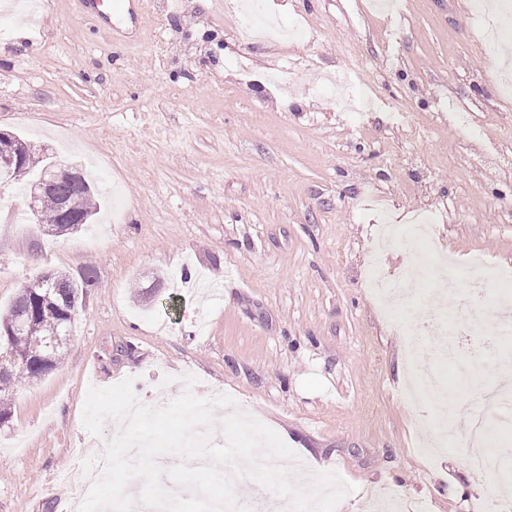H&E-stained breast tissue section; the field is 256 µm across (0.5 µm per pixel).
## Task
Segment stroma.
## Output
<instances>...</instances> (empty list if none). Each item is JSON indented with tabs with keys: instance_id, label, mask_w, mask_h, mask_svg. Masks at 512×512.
<instances>
[{
	"instance_id": "stroma-1",
	"label": "stroma",
	"mask_w": 512,
	"mask_h": 512,
	"mask_svg": "<svg viewBox=\"0 0 512 512\" xmlns=\"http://www.w3.org/2000/svg\"><path fill=\"white\" fill-rule=\"evenodd\" d=\"M42 21L0 39V130L78 164L105 199L80 232L48 235L14 188L0 189V310L49 271L90 288L61 362L11 401L0 426V512H73L67 464L102 454L82 422L89 386L133 378L139 402L195 376L293 451L287 472H337L342 512H491L512 478L474 473L448 445L424 446L443 417L410 394L408 365L454 347L451 336L404 335L374 283L404 276L399 247L378 250L376 225L435 218V257L409 284L429 308L473 258L512 271V96L494 75L512 47V13H492L497 48L480 37L475 0H267L301 42H241L224 0L149 5L127 38L86 19L78 0H39ZM303 69L280 92L267 73ZM352 75L364 112L320 92ZM475 130L456 126L461 108ZM500 156L489 171L484 158ZM488 312L466 356L440 365L464 406L500 383L507 344Z\"/></svg>"
}]
</instances>
